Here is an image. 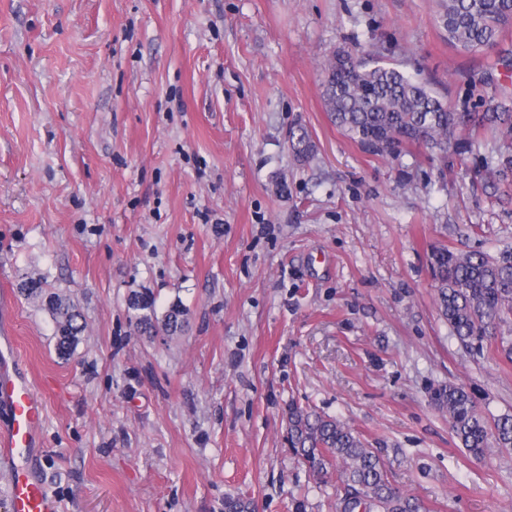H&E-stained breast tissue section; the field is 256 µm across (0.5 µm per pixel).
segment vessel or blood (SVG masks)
<instances>
[{"label":"vessel or blood","mask_w":512,"mask_h":512,"mask_svg":"<svg viewBox=\"0 0 512 512\" xmlns=\"http://www.w3.org/2000/svg\"><path fill=\"white\" fill-rule=\"evenodd\" d=\"M0 467L8 473L12 512H56L33 460L40 443L44 402L21 366L13 347L0 349Z\"/></svg>","instance_id":"obj_1"}]
</instances>
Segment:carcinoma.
Returning <instances> with one entry per match:
<instances>
[{
  "label": "carcinoma",
  "mask_w": 512,
  "mask_h": 512,
  "mask_svg": "<svg viewBox=\"0 0 512 512\" xmlns=\"http://www.w3.org/2000/svg\"><path fill=\"white\" fill-rule=\"evenodd\" d=\"M440 7L448 44L463 51L494 47L512 25V0H440ZM322 87L330 121L374 155L394 156L418 144L463 157L472 152L474 135L486 128L512 141L511 106L500 102L482 114L452 112L421 79L369 55L337 52ZM291 146L300 161L313 155L311 139L300 128L292 132ZM487 171L500 182L511 179L512 151L499 154ZM430 264L438 309L460 347L482 352L494 341L512 360V249L491 256L441 246L432 252ZM46 306L61 333L56 349L65 355L83 331L82 315L57 294L49 296ZM184 324V312L177 305L161 320L169 336L182 333ZM430 399L448 414L453 436L471 455L481 457L490 448L512 450V414L484 416L457 384L435 389ZM288 438L298 463L312 474L336 467V512H424L418 499L393 486L378 453L340 421L293 406L288 411Z\"/></svg>",
  "instance_id": "obj_1"
}]
</instances>
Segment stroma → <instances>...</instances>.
I'll return each instance as SVG.
<instances>
[{"mask_svg": "<svg viewBox=\"0 0 512 512\" xmlns=\"http://www.w3.org/2000/svg\"><path fill=\"white\" fill-rule=\"evenodd\" d=\"M436 0H0V291L45 405L58 512H336L288 445V409L338 419L426 512H512V452L476 458L430 401L454 383L512 414V361L468 353L433 247L512 248V192L478 137L440 164L376 156L327 118L340 50L418 74L454 112L512 97V27L449 46ZM305 127L316 151L292 153ZM37 280L84 330L21 295ZM186 313L147 336L129 300ZM48 298L46 306L54 317L57 332L61 333V336H58L56 349L60 354L65 355L72 350L83 331L82 315L73 302L57 294L50 295Z\"/></svg>", "mask_w": 512, "mask_h": 512, "instance_id": "35a3bbf8", "label": "stroma"}]
</instances>
